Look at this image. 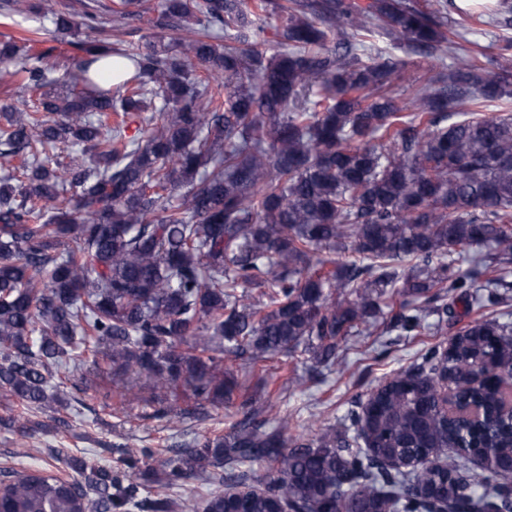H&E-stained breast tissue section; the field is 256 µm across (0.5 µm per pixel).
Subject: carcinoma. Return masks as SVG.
I'll return each mask as SVG.
<instances>
[{
  "label": "carcinoma",
  "mask_w": 512,
  "mask_h": 512,
  "mask_svg": "<svg viewBox=\"0 0 512 512\" xmlns=\"http://www.w3.org/2000/svg\"><path fill=\"white\" fill-rule=\"evenodd\" d=\"M121 5L118 19H146L144 41L120 47L91 5L58 0L38 6L54 39L0 40V64L41 107L0 104V158L20 162L0 179V396L61 404L53 370L85 354L158 417L184 386L242 418L135 479L51 448L71 475L1 468L0 512H426L425 491L480 512L512 466L494 374L512 369L511 323L457 331L351 411L363 448L331 428L305 440L268 426L273 406L241 393L223 361L309 353L329 368L339 340L395 295L419 299L386 323L411 334L464 296L509 287L512 113L483 106L512 102V40L497 71L454 61L401 105L405 62L372 38L453 54L448 0H159L148 17L144 0ZM51 58L71 68L51 78ZM62 146L90 163L54 157ZM473 249L484 262L462 268ZM442 379L481 417L449 415ZM187 479L215 490L183 499ZM144 482L158 489L147 503Z\"/></svg>",
  "instance_id": "cac0c4a2"
}]
</instances>
